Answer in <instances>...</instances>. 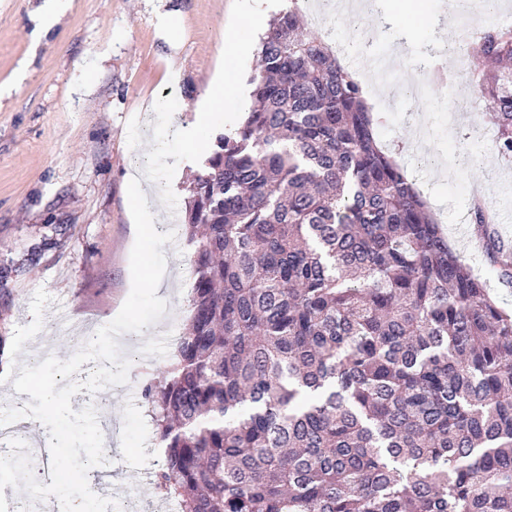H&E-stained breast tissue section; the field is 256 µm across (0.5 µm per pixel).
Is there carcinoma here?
<instances>
[{
	"label": "carcinoma",
	"mask_w": 512,
	"mask_h": 512,
	"mask_svg": "<svg viewBox=\"0 0 512 512\" xmlns=\"http://www.w3.org/2000/svg\"><path fill=\"white\" fill-rule=\"evenodd\" d=\"M512 160V26L462 43ZM253 104L187 187L195 281L143 390L178 512H512V313L375 138L363 87L290 6ZM499 284L512 241L467 215Z\"/></svg>",
	"instance_id": "carcinoma-1"
}]
</instances>
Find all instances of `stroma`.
<instances>
[{
    "label": "stroma",
    "mask_w": 512,
    "mask_h": 512,
    "mask_svg": "<svg viewBox=\"0 0 512 512\" xmlns=\"http://www.w3.org/2000/svg\"><path fill=\"white\" fill-rule=\"evenodd\" d=\"M43 3L0 0V336L12 339L16 327L32 322L37 290L52 301L23 352L0 354V373L14 361L69 359L85 335L116 317L131 290L128 179H147L156 230L175 234L163 247L158 295L166 313L143 332L119 336L130 362L126 384L73 396L71 405L108 404L121 437L111 460L89 471L113 483L88 501L89 512H117L131 495L140 512H175L152 486L161 451L142 391L168 363L188 316L194 274L180 233L186 187L214 136L241 119L224 105L198 154L182 161L183 130L224 66L243 0H71L39 36ZM423 10L415 25L386 24L389 43L403 50L394 68L424 71L435 60L447 81L433 83L426 96L399 93L393 109L380 111L379 140L424 192L452 249L512 310V290H499L467 222L469 183L504 174L507 164L491 147L471 143L477 118L444 129L440 105L465 102L470 86L458 74L455 20L441 0H424ZM164 13L173 17L172 31L158 23Z\"/></svg>",
    "instance_id": "obj_1"
}]
</instances>
